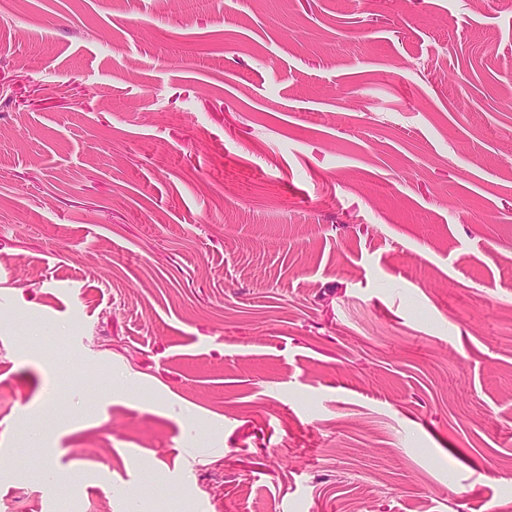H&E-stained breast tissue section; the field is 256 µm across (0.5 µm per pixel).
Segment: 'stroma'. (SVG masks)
<instances>
[{"mask_svg": "<svg viewBox=\"0 0 512 512\" xmlns=\"http://www.w3.org/2000/svg\"><path fill=\"white\" fill-rule=\"evenodd\" d=\"M0 512H512V5L0 0Z\"/></svg>", "mask_w": 512, "mask_h": 512, "instance_id": "stroma-1", "label": "stroma"}]
</instances>
